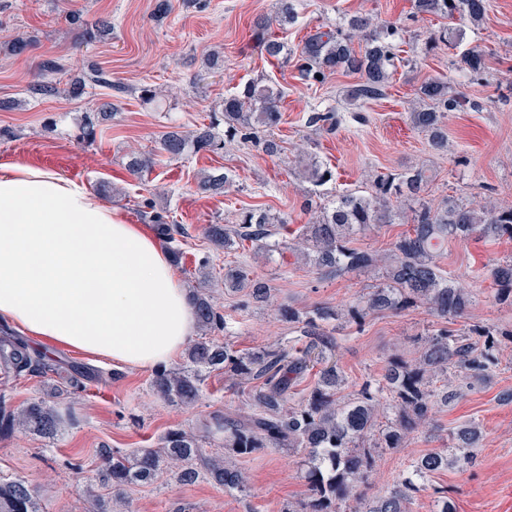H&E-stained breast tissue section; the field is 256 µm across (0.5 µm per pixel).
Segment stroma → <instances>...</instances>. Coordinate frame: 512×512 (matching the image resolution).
Instances as JSON below:
<instances>
[{
  "label": "stroma",
  "instance_id": "stroma-1",
  "mask_svg": "<svg viewBox=\"0 0 512 512\" xmlns=\"http://www.w3.org/2000/svg\"><path fill=\"white\" fill-rule=\"evenodd\" d=\"M153 3L0 0V165L25 163L81 182L132 224L143 223L150 207L169 212L189 232L174 243L182 253L177 269L184 283L197 287L199 264L209 262L210 293L226 321L225 330L214 332L215 340L254 352L273 343L304 347L298 324L282 319L280 308L290 306L302 317L319 306L343 312L378 284L375 275L327 276L297 259L292 245L300 227L313 220L302 208L305 198L321 203L337 191L367 189L369 175L421 167L432 177L426 195L432 205L449 198L472 206L512 204V0H491L486 20L466 29V43L492 55L482 83L461 84L478 107L449 113L444 151L433 149L425 134L411 127L408 114L423 81L456 74L451 52L423 51L426 38L447 21L413 18V0H296L297 22L271 28L274 37L294 50L317 29L357 12L406 25L402 48L413 63L397 70L384 98L366 104L367 121L361 125L352 121L347 101L355 76L338 72L308 84L294 63L261 51L252 35L253 21L260 15L275 17L279 0H171V13L161 19L152 17ZM102 16L112 24L111 35L89 41L87 23ZM19 37L28 48L16 56L8 46ZM50 55L65 65L61 83L82 78L95 65L126 86L109 129L97 133L95 141L80 138L79 124L98 89H87L77 99L26 97L41 61ZM260 79L284 91L282 120L274 131L283 146L280 155L268 156L236 139L217 154L161 159L142 180L128 173L129 154L154 149L166 126L176 123L191 131L209 123L225 97ZM145 84L160 90L159 102L146 104L137 97L136 88ZM327 108L342 117L333 135L306 124L312 112ZM309 157L330 167L332 181L317 188L301 177L299 162ZM214 171L232 174L233 186L221 196L197 192L201 173ZM412 207V202H402L400 220L356 236L352 247L389 255L407 228ZM253 208L287 218L288 249L271 255L213 250L204 227L235 223L241 211ZM509 259L512 239L507 238L453 240L439 256L449 278L477 293L469 316L455 321L454 329L464 332L480 324L500 331L498 363L485 382L451 375L456 398L436 403L428 425L407 447L376 449L365 486L368 496L392 486L419 456L453 447L457 428L473 421L483 429L474 464L433 475L427 490L414 494L410 512H437L439 488L447 489L456 512H512V302L500 300L483 275L486 265ZM229 267L267 280L270 301L248 304L242 294L226 291L224 271ZM442 325L421 307L371 312L359 324L340 320L333 333V358L354 390L380 378L389 361L411 360ZM54 353L84 369L78 388L61 396L54 393L57 375L0 369V403L8 410L46 399L62 419L52 439L19 429L0 435V480L25 481L41 512H94V496H113L97 478L102 449L158 447L168 430H192L213 415L247 410L255 389L254 383H233L212 372L204 378L198 403L187 409L153 394L152 371L116 367L65 347ZM238 463L249 475L244 491L231 495L204 479L182 483L179 468L168 465L153 484L129 489L121 512H282L307 494L298 454L260 448L240 456Z\"/></svg>",
  "mask_w": 512,
  "mask_h": 512
}]
</instances>
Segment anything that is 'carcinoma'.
Instances as JSON below:
<instances>
[{
  "label": "carcinoma",
  "instance_id": "obj_1",
  "mask_svg": "<svg viewBox=\"0 0 512 512\" xmlns=\"http://www.w3.org/2000/svg\"><path fill=\"white\" fill-rule=\"evenodd\" d=\"M490 8L489 0H415V13L440 16L473 26L480 25ZM270 23L259 19L254 23V38L267 55L288 58L284 44L269 32ZM404 27L397 24L376 25L371 15L356 13L336 25V29L309 35L297 54L300 79L316 82L334 72L354 74L358 82L348 90L350 105L378 100L385 96L390 81L403 62L396 53L397 41ZM462 27H444L425 42V53L443 46L458 50L452 66L469 82L483 80L490 53L478 46L464 48ZM62 68V59L49 56L41 63V79L27 87L34 99H51L61 94L59 83L47 79ZM108 90L96 101L94 120L82 127L83 137L95 140L97 127L112 119L114 103L110 91H123L112 83L100 68H91L82 79L70 83L68 94L79 97L86 87ZM419 105L409 112L413 128L429 136L436 150L448 149V132L444 118L450 112L478 104L451 91L450 83L429 78L417 90ZM282 91L276 85L253 81L224 98L219 113L209 124L191 133L179 130L164 132L152 152H133L128 170L143 180L154 169L157 158H182L188 153H217L224 149V138H240L261 147L268 154H277L281 146L271 136L282 118L279 102ZM307 124L333 133L341 124L332 109L314 112ZM330 171L317 163L304 170L305 178L316 186L327 183ZM429 175L422 168H408L399 173L381 174L374 178L370 192H343L334 195L316 220L303 227L298 240L297 255L310 261L325 275L371 273L377 270V255L350 246V238L373 224L394 221L393 203L406 199L415 204L411 224L393 243L381 272V282L368 297L351 306L346 318L360 323L369 311H402L423 305L444 320L454 321L468 315L475 303L473 292L456 285L437 264L438 252L450 239L480 238L512 239V205L473 207L448 200L441 206L425 201L423 193ZM229 174L208 175L199 182V189L220 195L232 185ZM149 221L159 237L174 241L188 235L187 229L167 216L152 212ZM285 223L264 211L249 209L234 224H209L204 233L216 249L250 247L257 252L281 249L277 224ZM498 287L499 295L512 298V261L496 264L486 270ZM228 286L244 293L249 300L267 301L271 287L260 278L238 269L226 277ZM192 300L198 325L206 330L225 329L224 315L206 293L196 289ZM290 322L302 324V335L310 337L303 350L291 354L278 346L260 352L242 353L227 342L201 340L188 348L186 362L153 374V392L185 406L194 405L201 392L203 374L224 372L230 380L247 378L261 382L248 410L236 416H215L204 424L205 432H224V455H209L201 446L200 435L184 429H172L161 438V447L138 448L130 452H112L104 457L102 471L113 491L121 494L135 483H151L167 461L188 463L181 479L192 482L203 476L209 482L233 493L244 488L248 475L234 457L246 455L257 448H281L303 454L302 466L308 495L298 508L286 512H408L412 493L426 486L433 474L452 465L461 468L473 463L472 448L481 438V427L469 422L454 435L455 452L444 448L427 453L410 464V470L384 493L366 498L355 494L357 484L367 480L375 466L373 448H403L411 436L431 419L437 402H448L453 391H437L433 380L448 376V371L489 376L498 348L494 330L480 326L468 336L443 326L432 333L419 356L412 361H392L377 383H365L344 396L345 376L336 363L322 362L317 380L308 394L296 405L288 404L290 389L314 361L312 354L326 355L334 348L333 339L322 323L334 320L338 313L318 308L302 319L290 308L281 309ZM0 362L20 374L25 371L62 374L60 362L29 350L18 336H0ZM59 420L55 411L43 400L32 401L19 412L0 410V432L15 428L51 437L57 434ZM0 512H39L30 489L20 480L0 483Z\"/></svg>",
  "mask_w": 512,
  "mask_h": 512
}]
</instances>
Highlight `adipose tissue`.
<instances>
[{"instance_id": "obj_1", "label": "adipose tissue", "mask_w": 512, "mask_h": 512, "mask_svg": "<svg viewBox=\"0 0 512 512\" xmlns=\"http://www.w3.org/2000/svg\"><path fill=\"white\" fill-rule=\"evenodd\" d=\"M133 369L168 368L197 329L168 248L85 185L0 166V320Z\"/></svg>"}]
</instances>
